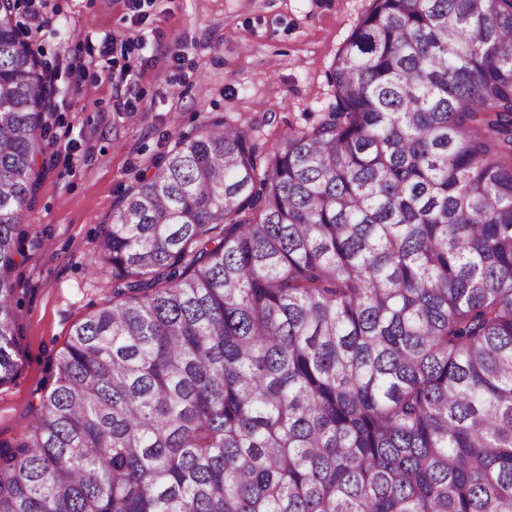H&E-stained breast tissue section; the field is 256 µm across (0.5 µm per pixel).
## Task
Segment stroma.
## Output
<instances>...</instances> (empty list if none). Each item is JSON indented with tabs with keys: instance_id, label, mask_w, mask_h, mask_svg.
Masks as SVG:
<instances>
[{
	"instance_id": "obj_1",
	"label": "stroma",
	"mask_w": 512,
	"mask_h": 512,
	"mask_svg": "<svg viewBox=\"0 0 512 512\" xmlns=\"http://www.w3.org/2000/svg\"><path fill=\"white\" fill-rule=\"evenodd\" d=\"M15 22L53 94L48 145L15 273L17 372L0 384V442L49 387L75 323L105 304L101 228L179 135L218 116L272 145L335 102L329 74L371 0H18ZM89 59L82 71L71 57ZM136 73L134 84L117 82ZM139 109L124 111L127 100Z\"/></svg>"
}]
</instances>
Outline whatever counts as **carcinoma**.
Wrapping results in <instances>:
<instances>
[{"instance_id": "carcinoma-1", "label": "carcinoma", "mask_w": 512, "mask_h": 512, "mask_svg": "<svg viewBox=\"0 0 512 512\" xmlns=\"http://www.w3.org/2000/svg\"><path fill=\"white\" fill-rule=\"evenodd\" d=\"M0 0V381L51 92ZM270 149L180 135L101 230L0 512H512V0H373Z\"/></svg>"}]
</instances>
